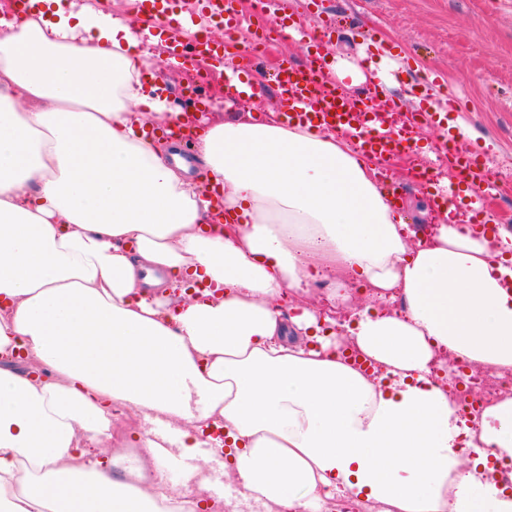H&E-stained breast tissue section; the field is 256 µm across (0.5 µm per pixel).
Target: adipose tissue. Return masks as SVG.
Listing matches in <instances>:
<instances>
[{"label":"adipose tissue","mask_w":512,"mask_h":512,"mask_svg":"<svg viewBox=\"0 0 512 512\" xmlns=\"http://www.w3.org/2000/svg\"><path fill=\"white\" fill-rule=\"evenodd\" d=\"M31 2L0 17V512H226L217 451L267 512H512V397L470 426L435 373L512 370V233L442 205L418 240L377 161L276 112L205 123L199 175L167 164L162 37ZM348 283L370 303L342 316Z\"/></svg>","instance_id":"1"}]
</instances>
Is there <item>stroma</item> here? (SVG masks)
I'll list each match as a JSON object with an SVG mask.
<instances>
[{"label": "stroma", "mask_w": 512, "mask_h": 512, "mask_svg": "<svg viewBox=\"0 0 512 512\" xmlns=\"http://www.w3.org/2000/svg\"><path fill=\"white\" fill-rule=\"evenodd\" d=\"M324 11L334 24L324 37L330 55L363 69L389 62L396 79L390 95L428 77L443 78V93L433 104L445 107L447 94L457 95L459 109L450 118L471 129V148L498 178L486 210L512 214V0H324ZM366 25L376 27L377 44L363 41L359 29ZM305 47L302 41L271 40L266 59L248 75L253 95L207 111V118L281 110L274 74L285 62L306 66ZM415 162L412 156L393 160L381 183L399 194L408 223L422 226L431 195L428 184L413 176Z\"/></svg>", "instance_id": "35a3bbf8"}]
</instances>
